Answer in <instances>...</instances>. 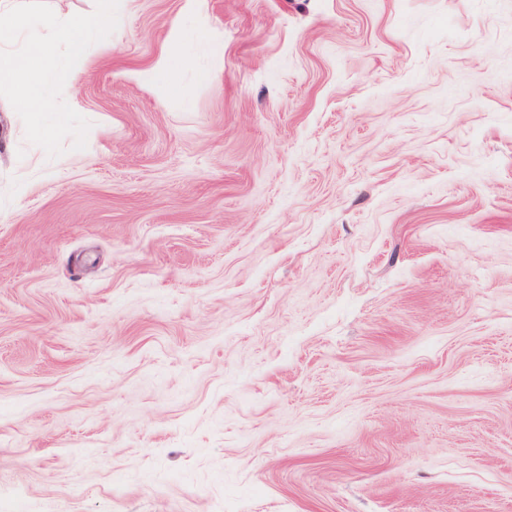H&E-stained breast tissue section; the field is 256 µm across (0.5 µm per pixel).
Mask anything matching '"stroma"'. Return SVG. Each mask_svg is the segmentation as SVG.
Segmentation results:
<instances>
[{"instance_id": "1", "label": "stroma", "mask_w": 512, "mask_h": 512, "mask_svg": "<svg viewBox=\"0 0 512 512\" xmlns=\"http://www.w3.org/2000/svg\"><path fill=\"white\" fill-rule=\"evenodd\" d=\"M70 78L54 159L0 97V512H512V0H127ZM172 29L174 36L168 44L169 48L166 51V56L156 65L138 71L136 79L142 83L165 81L171 85L173 91H178L179 88L176 86V82L171 76V62L179 57V46L182 43L183 37L186 35V31L179 22H176Z\"/></svg>"}]
</instances>
